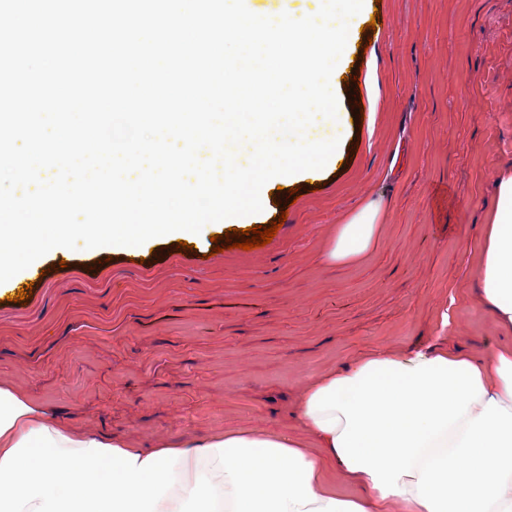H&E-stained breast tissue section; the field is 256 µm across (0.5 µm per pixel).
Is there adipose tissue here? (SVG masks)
I'll use <instances>...</instances> for the list:
<instances>
[{"instance_id":"adipose-tissue-1","label":"adipose tissue","mask_w":512,"mask_h":512,"mask_svg":"<svg viewBox=\"0 0 512 512\" xmlns=\"http://www.w3.org/2000/svg\"><path fill=\"white\" fill-rule=\"evenodd\" d=\"M380 211L376 198L354 211L327 259L364 255ZM478 280L512 334V168L497 178ZM297 416L302 439L237 431L131 448L0 388V512H512V348L485 360L374 349L310 384Z\"/></svg>"}]
</instances>
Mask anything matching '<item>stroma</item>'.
Instances as JSON below:
<instances>
[{
    "label": "stroma",
    "mask_w": 512,
    "mask_h": 512,
    "mask_svg": "<svg viewBox=\"0 0 512 512\" xmlns=\"http://www.w3.org/2000/svg\"><path fill=\"white\" fill-rule=\"evenodd\" d=\"M341 88L344 166L254 222L260 249H77L42 257L0 304V387L66 425L134 448L234 430L300 433L303 388L375 348L512 346L478 298L480 240L496 178L512 167V0H381ZM375 85H367L368 73ZM382 200L359 261L325 253Z\"/></svg>",
    "instance_id": "35a3bbf8"
}]
</instances>
